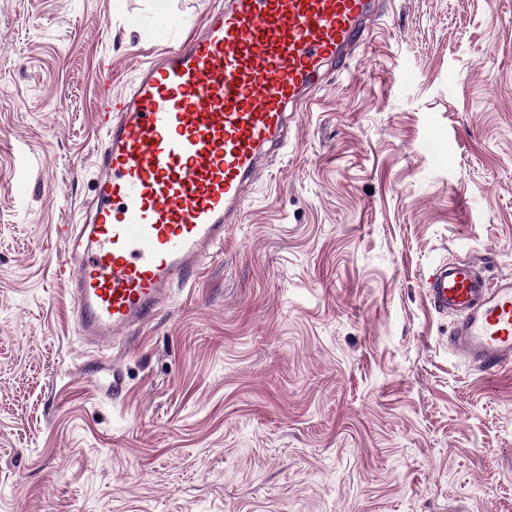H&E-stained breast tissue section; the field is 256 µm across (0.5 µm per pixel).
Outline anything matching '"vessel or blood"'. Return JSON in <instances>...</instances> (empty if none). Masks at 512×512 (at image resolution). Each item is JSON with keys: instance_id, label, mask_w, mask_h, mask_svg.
Instances as JSON below:
<instances>
[{"instance_id": "1", "label": "vessel or blood", "mask_w": 512, "mask_h": 512, "mask_svg": "<svg viewBox=\"0 0 512 512\" xmlns=\"http://www.w3.org/2000/svg\"><path fill=\"white\" fill-rule=\"evenodd\" d=\"M380 0H223L204 28L140 67L99 112L95 196L59 228L56 269L84 345L153 321L240 223L248 190L286 144L328 69L366 47ZM448 348L474 371L512 368V276L440 262L427 277Z\"/></svg>"}]
</instances>
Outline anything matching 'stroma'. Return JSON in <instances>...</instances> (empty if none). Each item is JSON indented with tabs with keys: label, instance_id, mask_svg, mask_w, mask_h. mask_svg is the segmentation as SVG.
Returning a JSON list of instances; mask_svg holds the SVG:
<instances>
[{
	"label": "stroma",
	"instance_id": "obj_1",
	"mask_svg": "<svg viewBox=\"0 0 512 512\" xmlns=\"http://www.w3.org/2000/svg\"><path fill=\"white\" fill-rule=\"evenodd\" d=\"M210 5L0 0V512H512V370L426 282L512 275V0H383L196 281L84 349L97 115Z\"/></svg>",
	"mask_w": 512,
	"mask_h": 512
}]
</instances>
